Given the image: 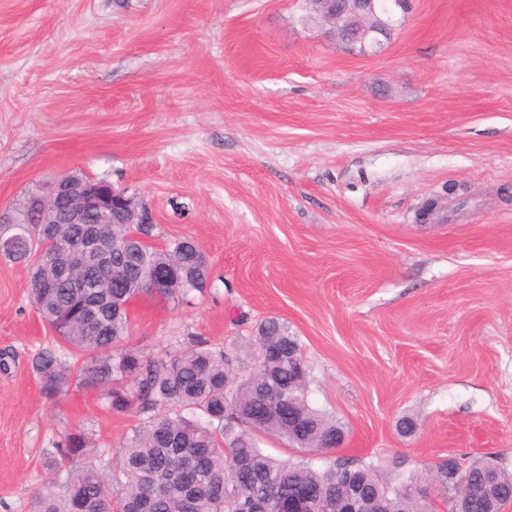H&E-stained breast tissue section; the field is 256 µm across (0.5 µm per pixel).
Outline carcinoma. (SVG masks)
<instances>
[{"label":"carcinoma","mask_w":512,"mask_h":512,"mask_svg":"<svg viewBox=\"0 0 512 512\" xmlns=\"http://www.w3.org/2000/svg\"><path fill=\"white\" fill-rule=\"evenodd\" d=\"M49 228L48 224L36 228L38 241H51ZM36 242L25 231L18 247L3 256L26 264L34 308L78 355L73 367L54 350L36 355L32 368L42 393L56 399L73 385L99 390L109 411L134 410L142 423L118 451L117 475L108 463H74L87 455L90 442L81 431L66 434L57 452L70 466L54 465L52 484L33 497L31 512H230L240 504L250 505L251 512H272L274 502L301 483L318 486L325 512H336V471L346 469L348 461L338 459L315 469L303 461L277 460L257 443V436L265 435L292 446L332 450L324 438L342 424L313 408L308 390H302L300 399L311 425L304 438L292 441L277 417L253 430L224 416L226 406L234 405L241 413L260 407L271 392L267 382L249 373L236 375L226 351L201 339L156 356L127 347L130 306L151 292L142 284L151 265L178 257L179 284L157 289L159 297L176 304L209 286L210 264L187 251L184 239H175L164 249L136 246L113 256V263L133 277L130 288L107 287L110 272L100 267L89 272L87 287L72 288L65 277L71 254L51 246L34 260ZM260 343L270 350L266 372L277 382L279 393L288 396V380L296 375L288 362V345L302 352L299 338L290 335L285 324L266 319L248 345L256 353ZM363 472L373 477L371 493L380 512H429L421 499L407 491L405 478L391 485L368 468ZM469 482L473 493L467 512H486L478 493L485 485L494 486L503 502L512 500V478L474 468ZM58 486L60 494L54 491Z\"/></svg>","instance_id":"carcinoma-1"}]
</instances>
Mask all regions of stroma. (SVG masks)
Listing matches in <instances>:
<instances>
[{
    "mask_svg": "<svg viewBox=\"0 0 512 512\" xmlns=\"http://www.w3.org/2000/svg\"><path fill=\"white\" fill-rule=\"evenodd\" d=\"M71 173L210 259L190 304H132L131 348L194 336L246 363L265 318L299 337L346 442L265 453L512 473V0H414L376 56L303 0H0V215ZM44 349L66 347L0 257V512H30L65 434L102 464L140 423L95 391L45 399Z\"/></svg>",
    "mask_w": 512,
    "mask_h": 512,
    "instance_id": "1",
    "label": "stroma"
}]
</instances>
